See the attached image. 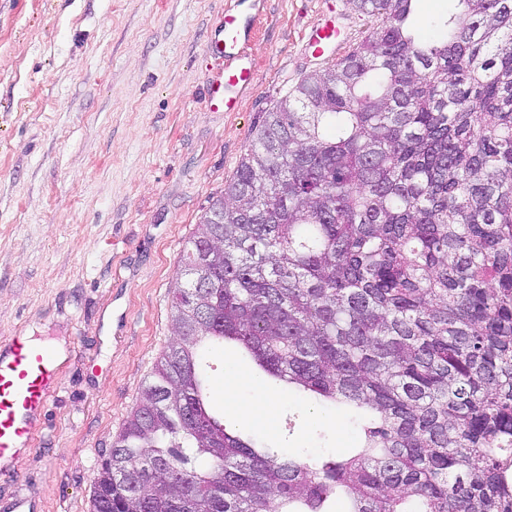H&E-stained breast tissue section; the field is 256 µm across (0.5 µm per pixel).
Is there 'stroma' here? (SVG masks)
I'll list each match as a JSON object with an SVG mask.
<instances>
[{
	"instance_id": "35a3bbf8",
	"label": "stroma",
	"mask_w": 512,
	"mask_h": 512,
	"mask_svg": "<svg viewBox=\"0 0 512 512\" xmlns=\"http://www.w3.org/2000/svg\"><path fill=\"white\" fill-rule=\"evenodd\" d=\"M235 0H0V338L71 351L57 397L0 493L43 512H90L93 478L172 336L181 259L266 112L372 28L352 0H255L256 81L233 112L210 109L208 47ZM340 47L314 55V22ZM217 415L224 376L258 405L267 378L238 344L206 345ZM236 432L285 455L344 457L358 437L311 419L283 389L269 426Z\"/></svg>"
}]
</instances>
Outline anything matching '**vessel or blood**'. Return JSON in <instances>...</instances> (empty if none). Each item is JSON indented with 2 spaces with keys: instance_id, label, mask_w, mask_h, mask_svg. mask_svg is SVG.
Returning <instances> with one entry per match:
<instances>
[{
  "instance_id": "obj_1",
  "label": "vessel or blood",
  "mask_w": 512,
  "mask_h": 512,
  "mask_svg": "<svg viewBox=\"0 0 512 512\" xmlns=\"http://www.w3.org/2000/svg\"><path fill=\"white\" fill-rule=\"evenodd\" d=\"M219 30L221 39L211 42L208 51L220 67L207 88L210 108L231 112L237 107V92L254 80L253 64L246 53L249 23L239 14L225 12ZM340 41L337 28L315 24L308 44L314 50ZM56 357L44 348L31 345L25 337L0 339V480L16 475V466L28 453L30 441L59 386Z\"/></svg>"
}]
</instances>
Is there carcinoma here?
<instances>
[{
  "mask_svg": "<svg viewBox=\"0 0 512 512\" xmlns=\"http://www.w3.org/2000/svg\"><path fill=\"white\" fill-rule=\"evenodd\" d=\"M415 0L266 113L197 225L175 335L94 479L91 512H512V0ZM343 411L314 462L226 430L200 350ZM451 5L450 0H417L415 24L419 36L428 40L441 39L446 33L442 20Z\"/></svg>",
  "mask_w": 512,
  "mask_h": 512,
  "instance_id": "1",
  "label": "carcinoma"
}]
</instances>
